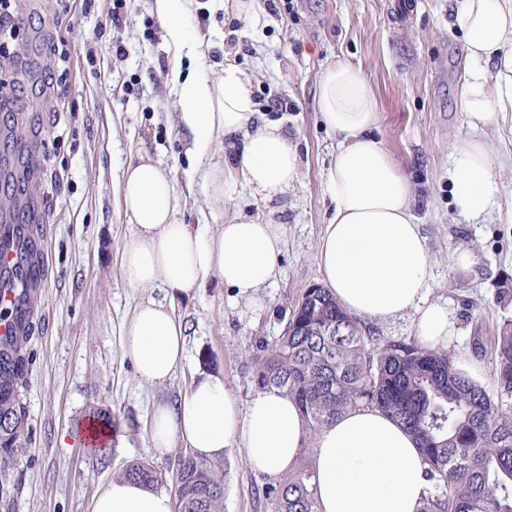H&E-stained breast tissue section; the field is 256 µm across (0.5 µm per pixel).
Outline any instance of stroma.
Returning a JSON list of instances; mask_svg holds the SVG:
<instances>
[{
	"label": "stroma",
	"mask_w": 512,
	"mask_h": 512,
	"mask_svg": "<svg viewBox=\"0 0 512 512\" xmlns=\"http://www.w3.org/2000/svg\"><path fill=\"white\" fill-rule=\"evenodd\" d=\"M249 18L216 0H189L187 33L211 29L225 52L254 77L259 111L281 122L298 145L299 182L280 215L282 253L275 281L251 302L208 289L184 308L189 364L163 389L140 384L122 344V325L160 287L124 280L120 251L134 234L118 185L132 155L159 163L180 197L178 220L211 222L202 188L187 174L177 128L171 53L153 0H127L121 30L104 23L112 0H13L22 24L0 36V160L24 147L31 173L22 183L0 173V219L39 227L42 281L35 298L29 370L22 391L27 440L16 453L0 512H90L105 482L136 459L153 463L174 488L182 443L151 448L145 419L151 406L184 390L199 373L223 377L247 403L255 394L253 357L274 342L303 292L321 285L315 247L332 211L326 173L336 136L317 110L318 76L345 62L360 67L379 105L371 135L409 178L413 210L432 257L430 298L448 303L461 334L448 349L487 364L500 320L494 294L512 278V115L481 129L495 159L499 191L481 221L452 194L448 159L469 128L458 88L472 67L452 27L457 0H275ZM123 54H116L114 42ZM278 106H271V98ZM460 248L477 262L467 275L450 262ZM107 414L128 446L101 456L83 427ZM224 512H269L266 477L243 450L221 459Z\"/></svg>",
	"instance_id": "stroma-1"
}]
</instances>
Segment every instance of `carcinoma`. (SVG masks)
Segmentation results:
<instances>
[{
    "instance_id": "cac0c4a2",
    "label": "carcinoma",
    "mask_w": 512,
    "mask_h": 512,
    "mask_svg": "<svg viewBox=\"0 0 512 512\" xmlns=\"http://www.w3.org/2000/svg\"><path fill=\"white\" fill-rule=\"evenodd\" d=\"M27 250L13 274L37 268L38 225L23 224ZM502 313L490 352L493 389L461 376L454 358L413 341L380 342L326 288L304 291L282 334L259 345L253 382L294 400L307 434L297 466L263 489L270 512H318L311 458L317 433L346 409L376 406L401 424L425 455L432 491L418 512H512V287L496 289ZM32 325L0 353V483L9 482L11 462L22 449L26 345ZM175 466L181 483L174 493L179 512H224L221 466L184 453ZM119 477L163 485L146 462L127 465Z\"/></svg>"
}]
</instances>
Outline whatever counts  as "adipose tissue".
<instances>
[{
	"label": "adipose tissue",
	"mask_w": 512,
	"mask_h": 512,
	"mask_svg": "<svg viewBox=\"0 0 512 512\" xmlns=\"http://www.w3.org/2000/svg\"><path fill=\"white\" fill-rule=\"evenodd\" d=\"M475 69L459 86L470 135L455 141L448 179L463 210L478 217L498 193L493 155L476 132L512 112V0H460L452 18ZM173 59L177 122L212 216L221 224L177 221L179 197L170 174L149 160L125 170L120 194L135 226L122 249L124 280L134 288L162 285L165 297L143 300L124 327L125 352L135 377L166 387L188 362L189 327L179 313L205 289L219 286L255 299L278 275L282 238L273 219L235 211L242 192L263 206L282 201L299 181L298 149L282 124L259 116L253 78L231 60L218 75L181 78ZM318 110L335 132L337 149L327 173L332 215L317 241L322 279L350 314L389 321L414 316L421 346L437 349L457 336L447 305L429 301L432 259L413 213V191L370 130L378 120L374 92L363 71L347 63L318 79ZM228 156L212 162L214 150ZM152 447L182 442L196 457L216 459L244 449L252 469L275 479L294 467L306 430L297 404L276 391L240 404L213 374L198 376L148 415ZM318 512H418L429 492L427 464L414 437L376 407L346 410L316 437ZM91 512H174L166 489L114 479L100 486Z\"/></svg>",
	"instance_id": "ef3b65f1"
}]
</instances>
